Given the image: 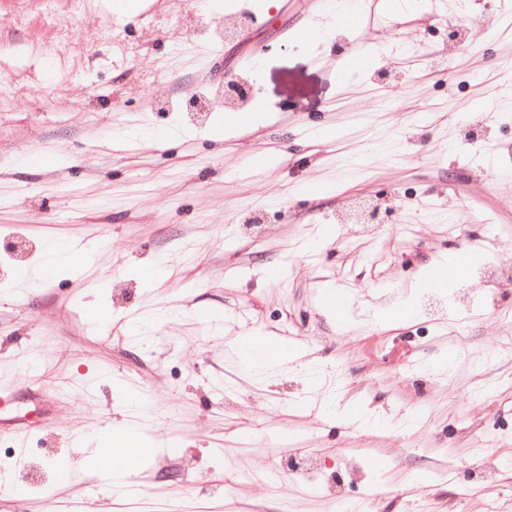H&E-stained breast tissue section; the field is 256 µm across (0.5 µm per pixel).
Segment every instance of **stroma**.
I'll list each match as a JSON object with an SVG mask.
<instances>
[{"mask_svg": "<svg viewBox=\"0 0 512 512\" xmlns=\"http://www.w3.org/2000/svg\"><path fill=\"white\" fill-rule=\"evenodd\" d=\"M398 2L329 33L324 0H153L144 24L0 0V385L30 426L0 439V512H512V468L481 470L512 459V30L487 0ZM228 74L263 123L231 120ZM54 241L69 265L45 266ZM248 348L289 362L250 377ZM116 448L142 455L129 498L59 475Z\"/></svg>", "mask_w": 512, "mask_h": 512, "instance_id": "stroma-1", "label": "stroma"}]
</instances>
